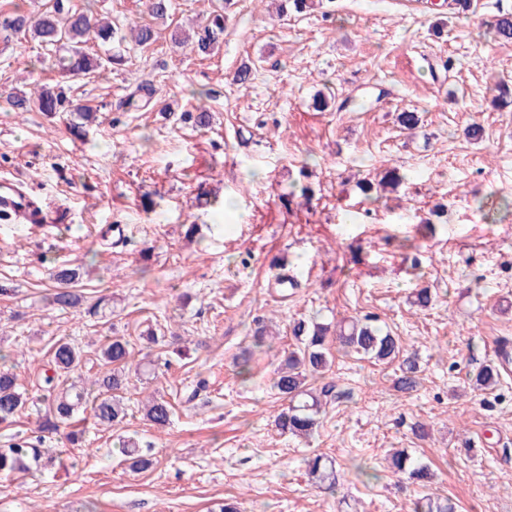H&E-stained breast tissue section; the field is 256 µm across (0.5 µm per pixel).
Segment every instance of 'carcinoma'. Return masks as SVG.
<instances>
[{
    "mask_svg": "<svg viewBox=\"0 0 512 512\" xmlns=\"http://www.w3.org/2000/svg\"><path fill=\"white\" fill-rule=\"evenodd\" d=\"M96 0H84L82 5L73 0H49V5L36 17H31L16 7L8 14L0 15V30L13 34L29 35L50 52L52 65L66 78L77 80L88 75L112 69L126 63L122 46L126 40L134 42L133 49H145L158 38L156 29L147 23L130 27L125 34L118 24L99 17L94 11ZM281 14L301 13L314 3L325 8L324 15L334 12L335 0H276ZM228 16L224 11H213L206 19L202 31L190 36L176 30L171 39L176 44H193L197 52L207 55L219 37L224 35ZM490 34L499 41H512V13L500 15ZM90 41L111 45L105 56L90 54L85 46ZM155 94L153 84L144 81L128 94L123 104L135 107L150 105ZM9 104L17 112L36 110L47 114L75 112L81 122L70 126L77 138L85 136L84 127L95 122L94 111L86 105L74 103L67 82L52 86L37 83L33 93L11 94ZM79 278L76 268L58 267L53 279L60 288L53 294V303L65 309L79 305L82 296L74 289ZM330 327L316 321L299 320L292 326L297 348L288 352L276 372L273 387L288 401V406L275 417L277 429L296 437H310L319 424L323 400L328 390L319 392L309 387V381L317 380L329 370L332 360L326 348ZM336 341L345 352L367 358L375 363H391L402 360V374L396 381L402 393H411L419 385L416 364L403 356L399 337L374 324L371 318L353 319L336 325ZM133 360L128 341L114 336L100 352V370L94 378L82 379V354L78 347L65 337L58 338L49 350L42 394L36 402L46 408L45 428L58 431L69 427L74 416L90 409L95 424L118 426L126 419L127 408L122 393L127 389L126 368ZM500 365L490 362L472 375V387L487 390L499 382ZM30 403L28 393L17 383L10 370L0 367V423L12 421ZM143 416L157 430L166 428L171 421L172 407L163 398L151 397L143 407ZM124 455L129 458L130 468L143 471L153 465L152 458L131 441L122 442ZM41 451L38 444L25 436H18L6 446L0 447V473L12 475L26 473L39 466ZM391 468L407 475L416 483H427L432 478L428 466L415 462L407 451L395 449L389 454ZM309 473L320 481L329 478L333 471L323 457L315 456L308 461ZM412 512H455L454 504L447 498L431 499L427 496L413 502Z\"/></svg>",
    "mask_w": 512,
    "mask_h": 512,
    "instance_id": "1",
    "label": "carcinoma"
}]
</instances>
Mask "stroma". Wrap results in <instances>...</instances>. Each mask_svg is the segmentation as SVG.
<instances>
[{
    "label": "stroma",
    "instance_id": "1",
    "mask_svg": "<svg viewBox=\"0 0 512 512\" xmlns=\"http://www.w3.org/2000/svg\"><path fill=\"white\" fill-rule=\"evenodd\" d=\"M173 5L149 49L73 84L74 101L97 115L80 140L69 114L12 110L9 94L62 76L36 41L0 38V175H17L61 214L38 228L0 223V353L32 394L59 336L83 349L90 376L112 336L151 364L129 376L124 423L106 428L81 414L77 447L40 435L41 407L0 424V445L40 435L72 462L0 475V512H213L228 500L240 512H409L423 495L449 498L457 512H512V376L488 391L468 386L512 339V214L479 208L512 196V105L494 102L497 84L512 88V43L483 36L512 0H473L464 14L448 0H339L329 17L284 18L269 0ZM224 6L230 18L212 53L172 43V25L196 27ZM244 64L252 79L243 87L234 74ZM144 80L166 112L122 109ZM318 94L331 108L314 109ZM348 96L360 108L341 109ZM200 102L209 127L180 121ZM414 108L422 121L404 129L397 116ZM474 122L484 128L478 142L464 135ZM387 167L404 182L366 199L360 183ZM295 185L312 194L285 208L280 196ZM228 198L245 222L225 214ZM439 205L446 223L422 226ZM343 208L355 223H341ZM108 223L125 225V244L98 238ZM62 264L80 270L78 307L50 303ZM283 266L299 282L285 299L270 285ZM425 287L434 300L423 310L410 294ZM367 315L400 337L419 368L417 390H396L399 364L334 343L325 379L342 398L328 399L313 438L278 434L273 420L287 402L273 381L294 344L292 322ZM258 318L279 336L255 350L245 380L236 360ZM149 328L162 343L143 340ZM153 394L174 407L162 431L142 418ZM121 437L146 448L153 466L131 471ZM391 448L428 464L432 482L395 473ZM318 454L336 461L335 494L308 474Z\"/></svg>",
    "mask_w": 512,
    "mask_h": 512
}]
</instances>
